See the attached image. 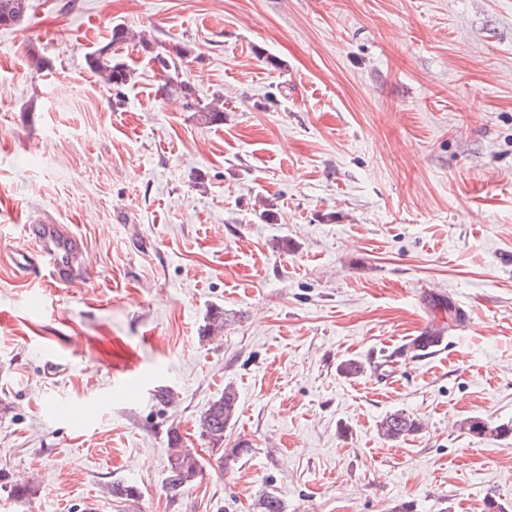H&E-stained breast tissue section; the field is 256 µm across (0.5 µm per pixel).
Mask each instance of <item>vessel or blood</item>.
I'll use <instances>...</instances> for the list:
<instances>
[{
	"mask_svg": "<svg viewBox=\"0 0 512 512\" xmlns=\"http://www.w3.org/2000/svg\"><path fill=\"white\" fill-rule=\"evenodd\" d=\"M25 233L38 245L52 285H66L85 274V267L74 264L75 258L83 254L80 239L67 225L50 222L29 224Z\"/></svg>",
	"mask_w": 512,
	"mask_h": 512,
	"instance_id": "obj_1",
	"label": "vessel or blood"
}]
</instances>
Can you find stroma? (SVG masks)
I'll use <instances>...</instances> for the list:
<instances>
[{"mask_svg":"<svg viewBox=\"0 0 512 512\" xmlns=\"http://www.w3.org/2000/svg\"><path fill=\"white\" fill-rule=\"evenodd\" d=\"M29 5L0 28V512H512V434L461 427L512 431V0ZM118 24L117 96L86 56ZM142 34L188 49L191 99ZM43 219L84 278L13 265ZM228 385L224 466L196 420ZM395 411L420 430L384 439ZM172 428L204 465L177 496Z\"/></svg>","mask_w":512,"mask_h":512,"instance_id":"35a3bbf8","label":"stroma"}]
</instances>
